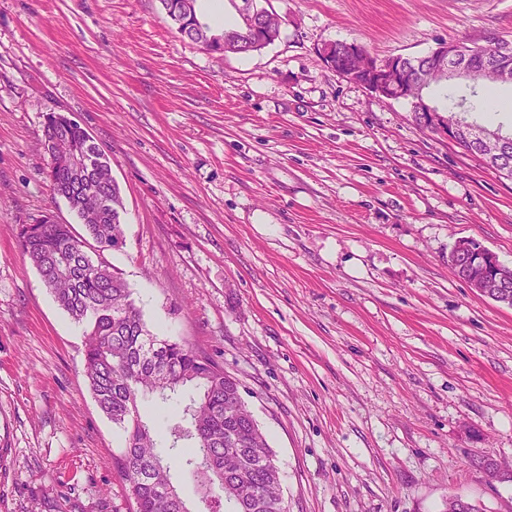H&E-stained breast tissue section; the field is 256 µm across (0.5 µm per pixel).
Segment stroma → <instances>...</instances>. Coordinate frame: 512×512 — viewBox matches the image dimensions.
Wrapping results in <instances>:
<instances>
[{"label":"stroma","instance_id":"35a3bbf8","mask_svg":"<svg viewBox=\"0 0 512 512\" xmlns=\"http://www.w3.org/2000/svg\"><path fill=\"white\" fill-rule=\"evenodd\" d=\"M272 44L216 59L159 0H0V512H130L119 429L84 375V327L24 255L52 212L56 112L112 158L123 243L100 249L148 326L237 379L288 512H512V307L448 262L512 266V179L329 68L512 42V0H269ZM449 259L454 270H460L462 267L468 268L470 265H486L487 262L494 264L499 271L493 281L501 288L508 285L510 278L512 280V269L503 270L498 267L495 264L493 253L484 246L475 248L471 239L458 241L451 250Z\"/></svg>","mask_w":512,"mask_h":512}]
</instances>
